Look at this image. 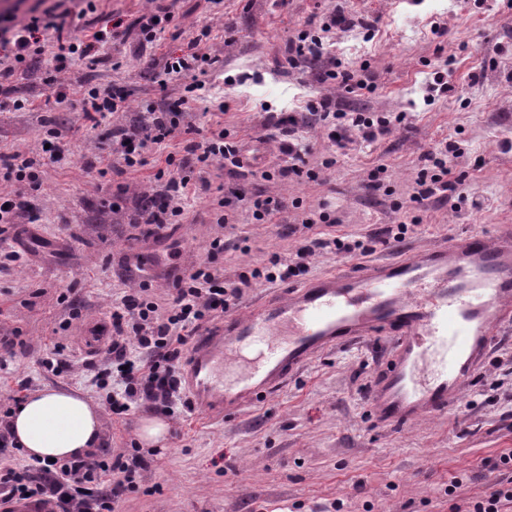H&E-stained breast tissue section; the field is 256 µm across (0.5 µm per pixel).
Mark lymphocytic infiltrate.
I'll list each match as a JSON object with an SVG mask.
<instances>
[{
    "label": "lymphocytic infiltrate",
    "mask_w": 512,
    "mask_h": 512,
    "mask_svg": "<svg viewBox=\"0 0 512 512\" xmlns=\"http://www.w3.org/2000/svg\"><path fill=\"white\" fill-rule=\"evenodd\" d=\"M75 28L68 13L56 12L52 7L32 11L28 21L20 26L16 25L11 9L1 10L0 57L7 59L8 64L0 68V96L11 92L8 81L15 74V64L39 68L43 45L51 42L56 46V64L45 82L56 86V102H69L74 109L85 113L126 111L124 94L115 92L103 97L96 89H74L60 82L58 75L65 70L69 59L75 57L88 65H98L105 60L101 49L106 40L118 35L117 30L105 29L101 34L79 38L74 34ZM308 109L319 115L341 150L346 149L351 138L372 143L408 122L404 112L386 116L344 111L339 108L335 95L309 103ZM296 124L297 118L292 114L277 118L275 122L283 136L280 148L288 156V165L281 175L318 179V172L308 169L304 152L294 139ZM179 131L180 121L175 112L154 110L147 122L133 123L114 136L106 153L120 157L126 167H142L146 164L144 154L151 146L163 143ZM48 142L50 147L41 159L35 160L17 151L1 160L0 180L39 191L42 167L58 163L64 155L57 133H50ZM183 150L175 175L167 181L168 190L162 202L149 215L150 223L159 226L177 223L183 214V200L198 189L194 170L221 161L237 169L248 163L238 141L227 140L220 129L199 141L186 140ZM459 154V146L451 141L426 152L412 187L411 202L420 204L431 199L444 202L451 198L457 187L450 179V163ZM301 224L309 235L294 257H273L268 265L254 269L251 275L240 276L235 282L225 281L217 270L203 263L185 268L170 267L166 276L173 283V292L166 314H158L156 304L148 301L147 283H140L123 296L113 308L106 347L115 376L112 392L106 397L113 414L124 415L142 401L158 403L162 411L172 412L187 332L198 330L204 322L235 305L244 288L250 287L252 282L262 279L273 283L298 276L305 269L306 259L319 251L354 255L369 251L363 241L331 238L315 231L316 221L312 217L302 218ZM113 470L106 455L96 453L66 461L37 460L22 471L0 472V489L10 496H51L61 512H115L123 495L134 490L136 482L133 470H126L120 480L111 479Z\"/></svg>",
    "instance_id": "obj_1"
}]
</instances>
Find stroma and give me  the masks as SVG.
Segmentation results:
<instances>
[{
  "label": "stroma",
  "mask_w": 512,
  "mask_h": 512,
  "mask_svg": "<svg viewBox=\"0 0 512 512\" xmlns=\"http://www.w3.org/2000/svg\"><path fill=\"white\" fill-rule=\"evenodd\" d=\"M164 0L173 16L159 42L141 44L136 20L152 0H98L97 27L124 21L126 32L115 64L88 68L68 64L66 83L100 92L121 91L127 116L90 122L68 104L43 103L50 89L44 72H21L13 79L24 109L0 110V153L38 158L48 129L66 145L62 161L45 168L38 192L17 224L0 228V247L14 250L27 230L38 234L36 254H24L0 270V407L29 391L56 388L79 392L98 406L102 447L133 469L137 488L126 493L120 512H450L451 504L484 497L499 477L493 468L512 449V326L504 328L488 362L448 413L391 428L375 421L366 406L378 360L385 349L363 340L312 359L281 390L235 416L214 419L180 406L169 417L171 433L160 448L137 436L142 406L125 416L112 413L97 384L104 374L101 352L84 351L83 325L108 322L113 303L128 286L125 255L143 248L155 264L201 261L226 279L265 265L273 255L289 257L305 233L304 214H324L317 231L363 240L367 256L323 253L311 257L300 280L327 271L356 269L363 261L406 254L453 236L489 233L512 225V0ZM378 19L375 37L360 51L344 48L346 34L331 29L325 51L349 68L366 67L377 90L347 95V112H406L410 124L371 144L337 151L316 124L299 127L318 180L284 178L287 156L265 136L269 114L305 111L327 93L323 68L291 61L288 40L310 18L333 10ZM445 28L432 35V26ZM210 37L201 51L216 56L199 102L180 124L201 134L221 127L243 141L251 162L240 171L215 164L204 170L208 187L184 200L179 223L138 224L137 191L150 186L168 154H180L178 140L153 146L146 166L131 170L114 163L99 172L95 161L129 114L174 109L184 83L160 84L157 64L186 48L202 27ZM453 92L434 89L435 77ZM445 140L461 154L452 175L466 195L482 197L479 210L409 203L421 156ZM333 159L323 168L325 159ZM378 175L383 190L367 185ZM245 185L290 201L278 223L256 221L237 205L232 223H220V201ZM416 222L403 240L388 235L390 225ZM224 251L212 253L214 238ZM81 314L71 318L72 305ZM64 351L61 374L45 371L54 345Z\"/></svg>",
  "instance_id": "35a3bbf8"
}]
</instances>
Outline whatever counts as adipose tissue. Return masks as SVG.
Listing matches in <instances>:
<instances>
[{
  "mask_svg": "<svg viewBox=\"0 0 512 512\" xmlns=\"http://www.w3.org/2000/svg\"><path fill=\"white\" fill-rule=\"evenodd\" d=\"M9 430L27 456L40 460L85 457L100 442V412L77 392L43 389L14 410Z\"/></svg>",
  "mask_w": 512,
  "mask_h": 512,
  "instance_id": "ef3b65f1",
  "label": "adipose tissue"
}]
</instances>
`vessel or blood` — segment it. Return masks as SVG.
I'll use <instances>...</instances> for the list:
<instances>
[{"mask_svg": "<svg viewBox=\"0 0 512 512\" xmlns=\"http://www.w3.org/2000/svg\"><path fill=\"white\" fill-rule=\"evenodd\" d=\"M512 325V225L442 246L335 271L265 294L193 341L181 372L185 393L229 417L263 402L316 356L377 338L390 355L366 403L405 426L447 413L483 368L500 329ZM256 358L234 380L224 369ZM7 512H58L42 497L8 498Z\"/></svg>", "mask_w": 512, "mask_h": 512, "instance_id": "obj_1", "label": "vessel or blood"}]
</instances>
